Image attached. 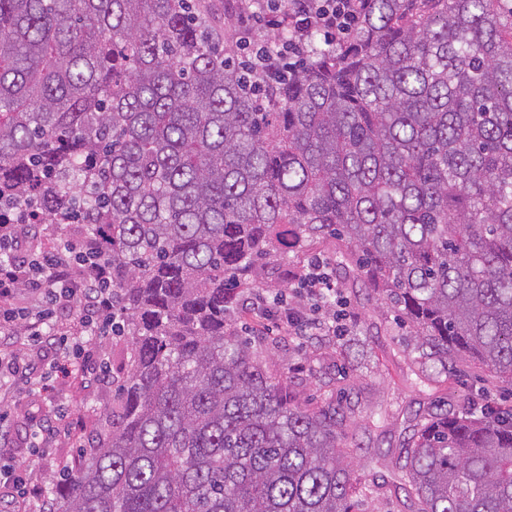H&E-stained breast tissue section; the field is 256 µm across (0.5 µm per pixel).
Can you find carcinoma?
<instances>
[{
    "mask_svg": "<svg viewBox=\"0 0 512 512\" xmlns=\"http://www.w3.org/2000/svg\"><path fill=\"white\" fill-rule=\"evenodd\" d=\"M288 77L207 0H0V211L112 254L127 373L49 512H353L351 407L290 395L239 335L273 253L332 237L413 333L512 386V8L364 0ZM412 512H512V406L413 425Z\"/></svg>",
    "mask_w": 512,
    "mask_h": 512,
    "instance_id": "obj_1",
    "label": "carcinoma"
}]
</instances>
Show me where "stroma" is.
I'll return each instance as SVG.
<instances>
[{
  "instance_id": "1",
  "label": "stroma",
  "mask_w": 512,
  "mask_h": 512,
  "mask_svg": "<svg viewBox=\"0 0 512 512\" xmlns=\"http://www.w3.org/2000/svg\"><path fill=\"white\" fill-rule=\"evenodd\" d=\"M317 254L336 260V241L327 239L306 251L268 258L255 286L244 289L237 313V326L243 336L256 340L264 364L283 374L288 387L300 398L321 401L325 386L342 383L344 397L360 418L370 408L388 401L393 415L380 427L367 430L358 424L346 431L358 444V472L375 490L367 512H409L405 496L395 493L400 480L394 461L407 438L411 421L434 405L456 406L460 400L490 406L512 403V388L499 384L486 371L449 363L447 373L429 385L417 384L418 366L412 362L409 333L401 326L394 310L368 287L363 277L338 276L336 286L347 311L356 318L359 340L350 350L337 352L326 343L298 344L279 331L278 317L260 319L252 312V297L265 293L267 286L283 287L288 303H295L296 283L287 272L302 265L306 256ZM92 354L89 362L76 363L70 374L50 370L54 353L37 347H21L25 359L6 385L0 386V464L24 467L27 485L51 490L54 481L65 478L81 455L82 444L100 429L106 408L112 405L116 384L122 376L117 367L126 353L124 338L94 336L86 344ZM41 378L43 390L29 396L25 382ZM67 416L68 428H60V416ZM52 428L47 447L33 443L36 428Z\"/></svg>"
}]
</instances>
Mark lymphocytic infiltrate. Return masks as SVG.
<instances>
[{"mask_svg": "<svg viewBox=\"0 0 512 512\" xmlns=\"http://www.w3.org/2000/svg\"><path fill=\"white\" fill-rule=\"evenodd\" d=\"M361 0H253L241 7L237 23L252 46L257 71H280L287 56H301L305 33L315 30L336 41L356 28ZM287 29V40L269 44L254 25ZM45 224L25 223L22 212L0 219V344L20 339L58 354L62 361L85 356L84 339L101 334L113 322L112 260L94 240L49 242ZM329 262L316 257L307 265L303 293L312 314L288 309L283 330L291 336H319L336 329L325 315L336 284L327 274Z\"/></svg>", "mask_w": 512, "mask_h": 512, "instance_id": "f902f5d3", "label": "lymphocytic infiltrate"}]
</instances>
